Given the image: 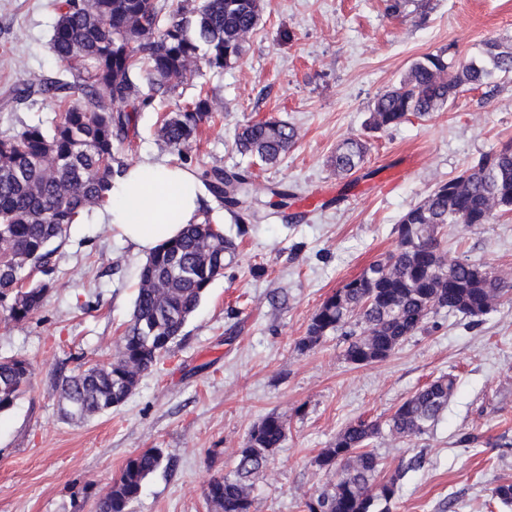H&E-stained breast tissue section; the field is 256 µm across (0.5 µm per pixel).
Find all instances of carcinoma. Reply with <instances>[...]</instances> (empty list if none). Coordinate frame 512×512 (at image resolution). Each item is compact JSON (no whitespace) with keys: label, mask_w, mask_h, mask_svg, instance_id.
I'll list each match as a JSON object with an SVG mask.
<instances>
[{"label":"carcinoma","mask_w":512,"mask_h":512,"mask_svg":"<svg viewBox=\"0 0 512 512\" xmlns=\"http://www.w3.org/2000/svg\"><path fill=\"white\" fill-rule=\"evenodd\" d=\"M266 6V0H199L196 5L189 0H57L50 44L72 80L52 78L38 89L58 107L51 125H27L0 137V310L8 319L26 322L43 307L58 244L71 225L105 204L112 178L126 170L118 146L128 140L138 114L201 67L219 72L238 64ZM448 68L444 50L415 60L397 84L374 98L366 126L382 130L410 115L429 117L447 108L465 86L478 89L495 76L512 77V50L490 44L485 58L462 66L451 78ZM212 112L209 97L198 96L162 116L160 140L171 151L187 152ZM298 139L294 126L267 119L243 127L236 146L268 166ZM367 151V141L346 139L336 146L330 164L336 174L351 176ZM198 177L235 220L257 217L249 177L219 167L206 168ZM508 210L512 140L437 184L407 211L398 225L396 249L325 297L300 348L339 332L347 337L346 359L367 365L388 358L442 310L472 318L489 313L512 287L484 263L449 256L437 235L456 224H489ZM237 248L206 218L154 250L141 267L132 317L112 362L82 363L56 376L62 417L86 421L121 405L181 335ZM35 270L42 279L26 283ZM33 377L27 359L0 358V412L14 406ZM455 390L456 378L441 376L405 399L386 421L361 419L342 430L316 458L335 479L333 491L308 498L307 512H390L407 469L383 476V464L369 445L385 432L401 438L427 434ZM285 439V421L276 413L250 431L231 473L213 477L205 489L215 512H251L250 479ZM162 461L157 448L128 459L98 499L96 512H131L145 480ZM491 499L512 506V481H500Z\"/></svg>","instance_id":"1"}]
</instances>
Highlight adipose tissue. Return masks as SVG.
Here are the masks:
<instances>
[{"label": "adipose tissue", "mask_w": 512, "mask_h": 512, "mask_svg": "<svg viewBox=\"0 0 512 512\" xmlns=\"http://www.w3.org/2000/svg\"><path fill=\"white\" fill-rule=\"evenodd\" d=\"M109 196L102 221L144 256L199 221L209 202L194 170L149 159L115 178Z\"/></svg>", "instance_id": "obj_1"}]
</instances>
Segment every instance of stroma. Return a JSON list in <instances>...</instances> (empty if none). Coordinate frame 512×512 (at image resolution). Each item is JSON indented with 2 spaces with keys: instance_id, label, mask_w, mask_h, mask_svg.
Returning <instances> with one entry per match:
<instances>
[{
  "instance_id": "stroma-1",
  "label": "stroma",
  "mask_w": 512,
  "mask_h": 512,
  "mask_svg": "<svg viewBox=\"0 0 512 512\" xmlns=\"http://www.w3.org/2000/svg\"><path fill=\"white\" fill-rule=\"evenodd\" d=\"M54 0H0V134L50 123L56 105L14 87L58 77L50 49ZM512 47V0H413L387 15L382 0H271L246 54L231 69H201L155 109L141 112L119 148L126 164L144 158L198 170L236 171L235 146L247 122L277 119L300 137L272 167H258L253 196L288 186L291 211L265 210L235 222L218 201L205 212L239 245L187 321L171 354L143 375L112 411L65 420L58 372L111 361L137 295L143 257L103 224L99 210L72 225L54 257L53 286L25 323L0 315V357L27 358L29 391L0 412V512H95L126 460L160 449L133 512H212L205 489L228 473L236 450L265 416L277 413L287 439L252 479V512H303L332 482L316 464L323 448L359 419L385 421L425 383L457 378L448 408L428 434H383L374 450L385 473L416 461L391 512L487 510L499 481L512 480V299L473 319L445 311L428 332L387 359L351 364L344 336L300 348L323 299L392 252L403 214L436 184L512 140V78L460 95L429 118L381 131L365 126L374 97L428 53L447 51L453 68L480 59L486 44ZM212 96L215 110L186 159L157 136L163 113ZM363 138V167L341 178L329 158ZM453 256L488 264L512 285V213L440 234Z\"/></svg>"
}]
</instances>
